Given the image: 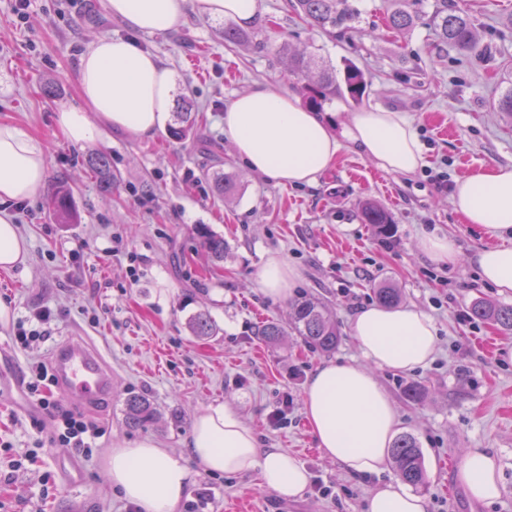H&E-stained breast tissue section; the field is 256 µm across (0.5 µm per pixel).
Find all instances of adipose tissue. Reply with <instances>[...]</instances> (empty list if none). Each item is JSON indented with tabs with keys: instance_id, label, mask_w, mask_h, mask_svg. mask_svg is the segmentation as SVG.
I'll return each instance as SVG.
<instances>
[{
	"instance_id": "1",
	"label": "adipose tissue",
	"mask_w": 512,
	"mask_h": 512,
	"mask_svg": "<svg viewBox=\"0 0 512 512\" xmlns=\"http://www.w3.org/2000/svg\"><path fill=\"white\" fill-rule=\"evenodd\" d=\"M186 0H106L128 36L101 35L82 53L77 80L80 101L55 114L59 134L73 144L114 130L153 139L166 122L174 75L158 55L134 41V34H161L183 21ZM201 13L248 27L263 16L262 0H197ZM224 133L236 157L253 173L282 185H311L332 168L343 141L354 144L377 168L411 176L426 165L425 146L405 113L371 108L355 113L337 136L296 94L258 86L224 105ZM47 178L44 149L23 126L0 122V268L25 263L29 243L15 221L16 205L41 196ZM451 204L463 223L491 245L473 254L481 280L512 291V166L482 167L456 180ZM298 276L280 255H268L256 282L268 295L287 298ZM351 334L360 361L332 360L308 379L303 406L322 457L360 474L384 470L399 420L382 387V371L410 372L432 362L438 342L433 318L416 306L370 305L353 318ZM188 460L146 437L114 446L104 472L143 512H177L196 474H257L261 487L282 498L304 495L310 474L284 448L260 447L258 439L229 405L208 406L194 418ZM457 479L470 497L495 502L501 494L497 457L484 448L467 449ZM365 512H427L424 496L389 479L368 495Z\"/></svg>"
}]
</instances>
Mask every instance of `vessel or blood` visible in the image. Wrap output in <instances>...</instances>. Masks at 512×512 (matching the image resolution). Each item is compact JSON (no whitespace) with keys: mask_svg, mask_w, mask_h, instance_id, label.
<instances>
[{"mask_svg":"<svg viewBox=\"0 0 512 512\" xmlns=\"http://www.w3.org/2000/svg\"><path fill=\"white\" fill-rule=\"evenodd\" d=\"M59 386L72 401L93 405L112 395V374L100 353L80 340L67 341L55 355Z\"/></svg>","mask_w":512,"mask_h":512,"instance_id":"obj_1","label":"vessel or blood"}]
</instances>
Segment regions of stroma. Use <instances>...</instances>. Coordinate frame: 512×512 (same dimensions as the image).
Returning a JSON list of instances; mask_svg holds the SVG:
<instances>
[{"label":"stroma","mask_w":512,"mask_h":512,"mask_svg":"<svg viewBox=\"0 0 512 512\" xmlns=\"http://www.w3.org/2000/svg\"><path fill=\"white\" fill-rule=\"evenodd\" d=\"M353 4L360 13L355 30L333 37L287 11L285 0H263L248 40L228 47L223 22L187 0L180 27L137 37L172 69L175 101L189 100L197 114L187 138L178 142L163 131L139 140L107 131L73 144L59 136L54 116L79 101V58L93 36H123L126 28L105 0H31L25 23L13 0H0V118L25 125L43 142L48 173L43 195L16 218L29 242L26 265L0 269V302L12 311L10 322L0 321V512H129L130 502L103 476L113 445L149 437L186 456L196 413L224 403L261 447L285 448L300 459L311 475L308 490L285 500L262 489L254 475L202 474L178 512L191 504L197 512H364L377 478L324 460L305 420V386L325 355L291 332L266 346L252 328L263 318L288 322L292 299L306 293L336 315V358L358 359L352 319L382 282L400 288L402 304L427 312L438 329L428 366L379 374L399 433L413 434L422 448L427 512H512V334L471 315L474 300L512 305V292L480 279L467 257L485 238L462 224L450 189L428 177L444 171L453 181L483 166L512 164V117L497 109L512 88V0H452L474 21L484 48L479 56L437 52L427 26L392 32L384 21L390 0ZM284 41L317 64L340 70L350 61L366 73L361 104L324 103L335 132L360 109L407 113L427 148V172H384L348 143L310 187L274 184L240 163L224 135V104L260 85L293 89L278 51ZM50 83L56 94L46 93ZM94 151L109 154L119 178L111 193L100 192L83 163ZM215 155L237 182L225 199L201 174ZM60 185L72 193L68 224L50 204ZM365 199L389 213L390 235L362 223L358 204ZM433 231L453 234L463 260L433 263L419 247ZM207 232L224 237L223 262L205 251ZM272 253L299 272L290 298L271 299L256 283ZM38 308L52 312L48 333L20 347L15 323ZM200 311L216 323V336H193L188 321ZM77 338L90 341L111 369L112 399L96 409L72 401L67 407L102 434L88 456L36 450L52 423L26 394L28 368L52 363L56 348ZM409 383L421 386V401L404 397ZM132 393L154 404L150 425L126 426L124 404ZM283 404L288 423L273 427L269 416ZM467 448L489 449L499 459L501 495L493 504L471 500L456 478Z\"/></svg>","instance_id":"1"}]
</instances>
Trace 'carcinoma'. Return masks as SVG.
Returning <instances> with one entry per match:
<instances>
[{"label": "carcinoma", "instance_id": "carcinoma-1", "mask_svg": "<svg viewBox=\"0 0 512 512\" xmlns=\"http://www.w3.org/2000/svg\"><path fill=\"white\" fill-rule=\"evenodd\" d=\"M290 8L301 19L312 27L325 33H340L354 29L359 19L357 10L350 0H287ZM414 0H392V10L388 15L389 27L397 32L409 31L419 24L434 29L438 43L445 47H453L467 53L482 51L476 38L475 27L469 15L456 8L448 7V0H435L434 9L430 14L415 8ZM280 53L286 59L289 76L300 79L308 74V66L300 53H292L288 45L280 47ZM368 83L364 73L356 66L348 64L342 76L336 70L326 68L319 76L317 83L306 87L308 103L314 110L322 107V102L336 96L359 102L364 97ZM190 105L183 103V111L177 113L178 125L169 128V137L182 141L195 122L194 113L189 111ZM88 168L95 174L99 187L106 193L112 192L116 183L112 175L109 159L104 153H96L87 158ZM218 194L222 195L231 187L233 177L222 172L206 173ZM361 220L370 224L381 235L391 232V220L387 211L372 201L360 203ZM204 247L212 260H224L226 244L224 238L206 233ZM375 300L385 306H394L399 301L397 289L382 285L373 291ZM472 314L482 320L491 321L502 332H512V306L491 305L481 300L471 306ZM189 326L194 336L209 338L216 334L217 327L209 314L199 312L191 317ZM289 327L299 336L301 341L311 350L329 353L336 349L339 342V330L333 311L324 303L303 296L292 307ZM284 330L275 320H267L258 326L256 336L267 344L278 342ZM155 416L150 400L142 394H132L125 401V423L130 427L146 424ZM391 455L396 475L406 484L415 488L427 483L423 454L417 439L410 433L400 435L394 442Z\"/></svg>", "mask_w": 512, "mask_h": 512}]
</instances>
